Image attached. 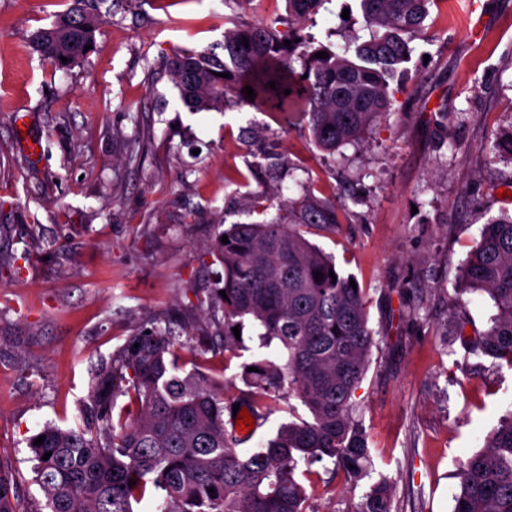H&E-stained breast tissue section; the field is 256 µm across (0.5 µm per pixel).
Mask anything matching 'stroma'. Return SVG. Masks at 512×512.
I'll list each match as a JSON object with an SVG mask.
<instances>
[{
	"label": "stroma",
	"mask_w": 512,
	"mask_h": 512,
	"mask_svg": "<svg viewBox=\"0 0 512 512\" xmlns=\"http://www.w3.org/2000/svg\"><path fill=\"white\" fill-rule=\"evenodd\" d=\"M71 3L0 0V252L16 258L0 267V460L22 478L21 512L44 502L28 438L82 424L94 370L141 326L170 327L205 374L240 385L251 334L224 351L196 299L216 280L214 239L243 195L307 186L343 207L305 235L365 290L375 339L352 398L371 458L350 482L317 464L307 512H356L383 480L391 512H452L463 462L512 412V370L452 333L495 312L462 291V263L512 215V0H436L390 112L333 153L247 106L189 112L168 75L174 48L222 53L226 15L274 25L286 0H111L94 48L59 70L30 36ZM354 6L327 0L316 39L342 44ZM276 157L271 186L257 173Z\"/></svg>",
	"instance_id": "stroma-1"
}]
</instances>
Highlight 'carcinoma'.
I'll return each mask as SVG.
<instances>
[{"mask_svg": "<svg viewBox=\"0 0 512 512\" xmlns=\"http://www.w3.org/2000/svg\"><path fill=\"white\" fill-rule=\"evenodd\" d=\"M324 2L288 0L284 31L224 17L222 59L174 51L169 75L182 101L193 112L250 106L275 113L285 126L301 112L313 143L328 152L360 140L390 111L391 82L409 73L412 42L434 0H359L363 26L351 28L339 50L306 32ZM101 21L85 0H74L51 27L34 31L31 43L44 60L67 69L95 43ZM322 51L328 57H315ZM271 208L267 196L243 197L242 211L258 218L218 233L213 253L223 286L197 296L200 306L222 313L224 349L232 347L236 326L257 340V371H243L245 388L228 397L214 390L213 380L183 359L169 328L137 330L92 377L83 425L46 424L28 439L46 512H134L133 503L146 497L155 512H306L314 464L331 460L349 478L363 472L370 450L351 398L375 345L367 301L299 229L340 223L336 196L304 195L292 220L288 202L280 203L281 214L263 218ZM316 271L323 273L319 282ZM463 281L496 308L477 350L512 368V216L484 225ZM286 396L305 414L288 405L291 419L265 446L246 449L247 439L226 427L234 404L258 420ZM120 397L128 404L118 411ZM40 436L44 442L34 444ZM16 486L15 473L0 463V512H20ZM391 495L390 483L381 481L356 512H391ZM453 512H512V414L463 463Z\"/></svg>", "mask_w": 512, "mask_h": 512, "instance_id": "1", "label": "carcinoma"}]
</instances>
